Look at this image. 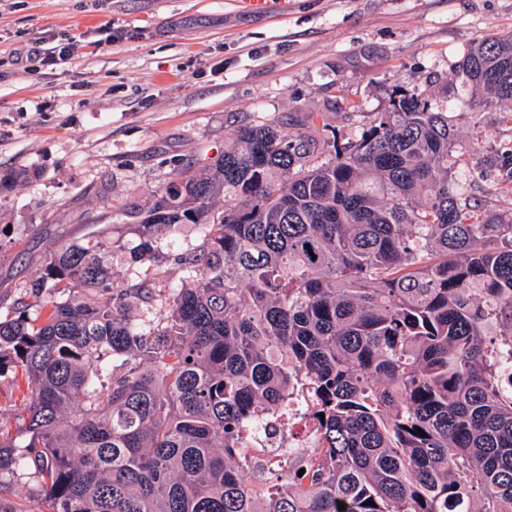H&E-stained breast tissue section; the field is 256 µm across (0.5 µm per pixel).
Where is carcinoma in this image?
<instances>
[{"label": "carcinoma", "instance_id": "carcinoma-1", "mask_svg": "<svg viewBox=\"0 0 512 512\" xmlns=\"http://www.w3.org/2000/svg\"><path fill=\"white\" fill-rule=\"evenodd\" d=\"M459 72L512 124V34ZM457 146L448 113L406 92L343 143L244 126L133 239L52 251L30 282L44 316L0 320V377L27 388L23 442L0 434V512H512V212L463 196ZM183 224L208 231L182 283L114 282L109 256L144 267ZM297 381L321 447L260 492L241 428ZM19 469L39 478L26 502ZM7 479H9L14 487L17 497L23 501H28L29 498H32L38 493V478L33 474V471L20 472L18 475L7 477ZM18 498L14 499L21 501Z\"/></svg>", "mask_w": 512, "mask_h": 512}]
</instances>
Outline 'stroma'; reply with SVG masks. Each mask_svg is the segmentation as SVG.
<instances>
[{
    "label": "stroma",
    "instance_id": "obj_1",
    "mask_svg": "<svg viewBox=\"0 0 512 512\" xmlns=\"http://www.w3.org/2000/svg\"><path fill=\"white\" fill-rule=\"evenodd\" d=\"M512 32V0H273L267 14L234 0H0V171L25 177L0 192V317L25 302L48 254L125 232L180 171L211 168L234 129L320 112L322 138L359 135L396 92L448 112L464 155V194L512 210V193L481 176L512 144V124L478 106L458 65L484 38ZM75 39L67 58L48 61ZM204 227L162 236L150 268L112 258L117 283L149 272L181 279L173 257ZM24 392L0 377V433L21 438Z\"/></svg>",
    "mask_w": 512,
    "mask_h": 512
}]
</instances>
